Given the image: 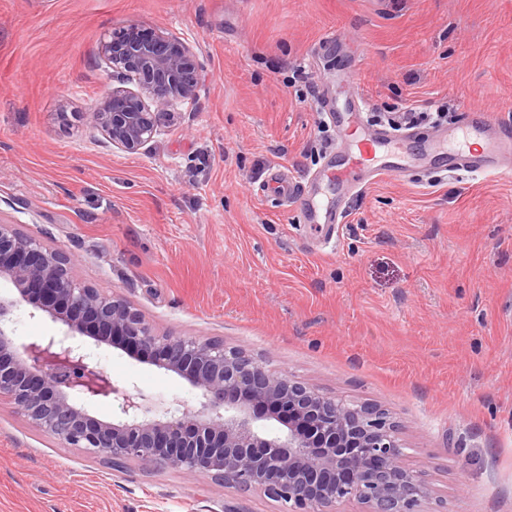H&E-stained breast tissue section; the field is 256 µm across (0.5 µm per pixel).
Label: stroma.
I'll use <instances>...</instances> for the list:
<instances>
[{"label":"stroma","mask_w":512,"mask_h":512,"mask_svg":"<svg viewBox=\"0 0 512 512\" xmlns=\"http://www.w3.org/2000/svg\"><path fill=\"white\" fill-rule=\"evenodd\" d=\"M191 46L195 95L129 154L86 125L119 80L111 33ZM339 38L319 41L326 30ZM374 125L413 106L512 120V0H0V218L75 255L160 336L219 340L320 393L387 410L423 512H512V181L413 169L352 199L335 248L263 190L320 169L322 91ZM113 382L195 401L110 346ZM288 512L261 491L102 459L0 398V512Z\"/></svg>","instance_id":"1"}]
</instances>
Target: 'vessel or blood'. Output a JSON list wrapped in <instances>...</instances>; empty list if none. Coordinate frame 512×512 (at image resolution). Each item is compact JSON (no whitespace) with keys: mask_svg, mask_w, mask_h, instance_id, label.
Wrapping results in <instances>:
<instances>
[{"mask_svg":"<svg viewBox=\"0 0 512 512\" xmlns=\"http://www.w3.org/2000/svg\"><path fill=\"white\" fill-rule=\"evenodd\" d=\"M365 109L360 94L331 112L336 144L329 152L323 176L336 190L362 192L383 177H406L413 161H427L442 174L466 171L512 179V125H497L484 108H476L471 122L432 132L417 128L400 133L387 127H364L358 119ZM274 190L299 208L307 223L342 224L346 212L334 200H322L315 177H284L272 172Z\"/></svg>","mask_w":512,"mask_h":512,"instance_id":"1","label":"vessel or blood"}]
</instances>
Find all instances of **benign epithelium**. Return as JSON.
<instances>
[{
	"mask_svg": "<svg viewBox=\"0 0 512 512\" xmlns=\"http://www.w3.org/2000/svg\"><path fill=\"white\" fill-rule=\"evenodd\" d=\"M107 67L135 79L115 87L84 119L112 146L135 154L158 134L172 100L193 96L198 62L184 43L132 26L102 42ZM74 258L0 218V397L41 431L70 448L221 477L240 490L260 489L288 512H328L347 500L366 512H422L431 491L405 460L398 425L383 409L325 396L307 383L267 370L221 341L154 335L122 299L78 281ZM60 325L56 335L18 345L16 311ZM94 346L121 348L185 379L200 408L112 382ZM121 416L100 419L99 404ZM275 421L260 426L258 421Z\"/></svg>",
	"mask_w": 512,
	"mask_h": 512,
	"instance_id": "1",
	"label": "benign epithelium"
}]
</instances>
